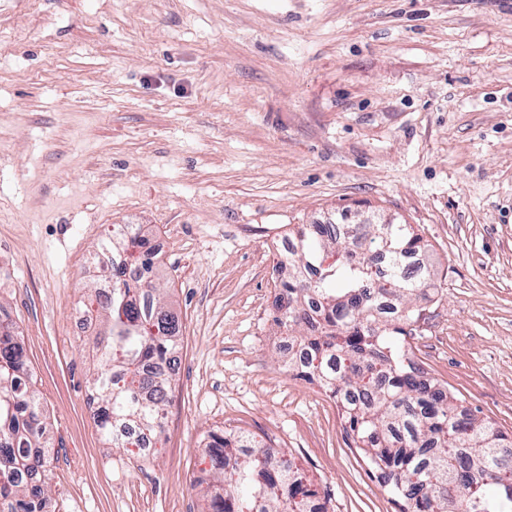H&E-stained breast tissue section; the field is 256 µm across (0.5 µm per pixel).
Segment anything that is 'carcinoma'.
<instances>
[{"label":"carcinoma","instance_id":"carcinoma-1","mask_svg":"<svg viewBox=\"0 0 512 512\" xmlns=\"http://www.w3.org/2000/svg\"><path fill=\"white\" fill-rule=\"evenodd\" d=\"M288 253V280L275 297V323L288 332V372L336 400L344 430L398 506V512H512V442L492 423L458 409L454 397L425 382L405 353L401 327L379 321L380 302L414 323L420 293L434 286L418 259L410 224H302ZM112 251V300L101 306L102 348L92 388L97 424L115 448L158 438L172 377L144 368L176 352L180 327L165 309L164 289L148 278L155 253L140 229L114 225L100 244ZM334 263L324 265L328 255ZM234 465L227 438L211 434L214 474L208 512H305L307 478L292 466H268L270 447L243 433ZM43 409L16 327L0 326V512H44L42 477L13 474L28 458L11 447L39 448Z\"/></svg>","mask_w":512,"mask_h":512}]
</instances>
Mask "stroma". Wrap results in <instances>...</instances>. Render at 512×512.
<instances>
[{"label": "stroma", "mask_w": 512, "mask_h": 512, "mask_svg": "<svg viewBox=\"0 0 512 512\" xmlns=\"http://www.w3.org/2000/svg\"><path fill=\"white\" fill-rule=\"evenodd\" d=\"M342 216L421 236L410 357L512 435V0H0V311L49 512H205L220 429L287 449L330 512H396L273 322L282 241ZM115 224L159 246L187 362L147 461L102 439L71 330Z\"/></svg>", "instance_id": "stroma-1"}]
</instances>
